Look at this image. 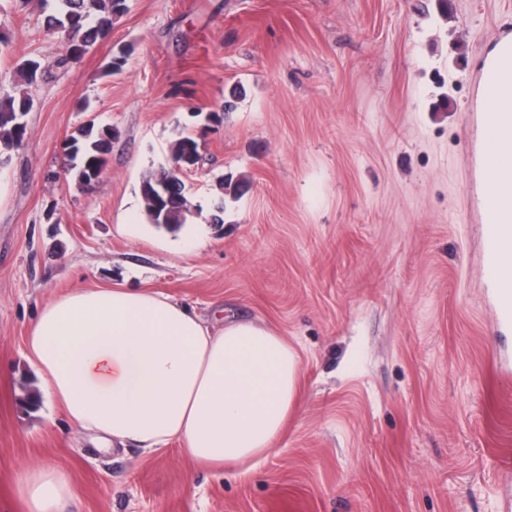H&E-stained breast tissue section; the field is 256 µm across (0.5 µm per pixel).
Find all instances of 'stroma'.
<instances>
[{
	"instance_id": "obj_1",
	"label": "stroma",
	"mask_w": 512,
	"mask_h": 512,
	"mask_svg": "<svg viewBox=\"0 0 512 512\" xmlns=\"http://www.w3.org/2000/svg\"><path fill=\"white\" fill-rule=\"evenodd\" d=\"M507 29L512 0H128L105 40L31 87L28 145L0 166V512H26L17 480L35 466L67 475L71 512H505L512 326L470 106L477 58ZM0 37L6 85L22 56L63 50L21 0H0ZM90 119L113 136L86 189L62 145ZM180 132L205 164L183 177L198 215L169 233L139 187ZM117 286L258 321L297 351L273 453L205 468L176 442L102 448L60 408L21 407L23 384L44 385L26 355L41 308Z\"/></svg>"
}]
</instances>
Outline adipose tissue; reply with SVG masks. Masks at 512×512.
I'll return each instance as SVG.
<instances>
[{"label": "adipose tissue", "instance_id": "obj_1", "mask_svg": "<svg viewBox=\"0 0 512 512\" xmlns=\"http://www.w3.org/2000/svg\"><path fill=\"white\" fill-rule=\"evenodd\" d=\"M484 218L512 224V31L478 58ZM27 357L44 397L77 428L147 451L178 441L203 465L254 467L275 448L296 407L300 361L287 341L252 321L204 320L150 288H90L47 304ZM27 512H63L66 477L24 470Z\"/></svg>", "mask_w": 512, "mask_h": 512}]
</instances>
